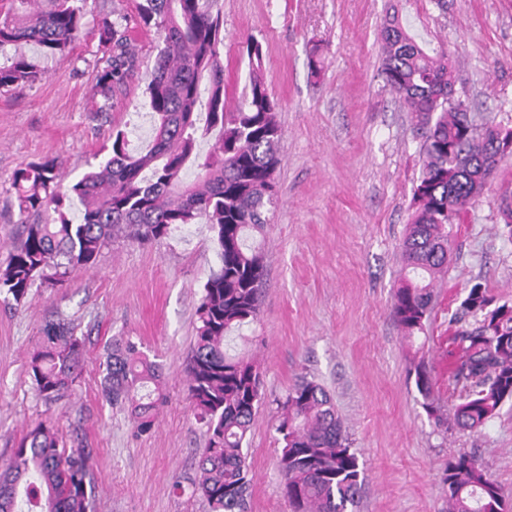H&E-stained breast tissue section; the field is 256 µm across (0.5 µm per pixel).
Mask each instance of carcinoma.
I'll list each match as a JSON object with an SVG mask.
<instances>
[{"mask_svg": "<svg viewBox=\"0 0 512 512\" xmlns=\"http://www.w3.org/2000/svg\"><path fill=\"white\" fill-rule=\"evenodd\" d=\"M86 0H0V92L33 84L40 66L8 49L34 43L42 56L69 52L83 30ZM139 24L156 29L162 47L145 87L154 123L151 146L129 149L128 133L112 134L107 157L73 183L58 163L42 160L17 169L11 187L22 234L0 268V294L21 305L37 283H64L88 269L112 239L158 243L177 224H206L218 245L219 267L204 285L196 336L187 363V389L205 448L193 493L211 512H248L247 434L261 407L262 374L251 360L231 355L226 339L258 322L266 277L257 237L277 197L283 131L278 103L263 78V48L245 45L249 83L242 101L227 108L224 17L216 0H139ZM103 66L97 87L106 100L123 93L139 67L123 20L98 24ZM382 74L422 140V172L401 245L406 270L391 314L412 338L424 330L434 302V281L448 270V225L478 203L501 164L512 159L509 141L495 144V127H478L455 95L456 67L448 50L420 45L398 11L380 30ZM192 182H185L186 173ZM82 205L73 223L67 206ZM503 233L512 238V191L498 195ZM494 297L474 285L460 303L451 336L453 426L477 430L512 398V306L489 307ZM86 363L82 339L60 317L44 327L42 347L27 362L36 396L56 403L72 390ZM422 406L442 421L433 379L414 360ZM106 402L129 413L139 435L150 432L165 401L162 365L127 340L106 343L98 364ZM278 468L289 512H353L363 471L330 394L305 377L277 403ZM441 482L448 512H498L499 484L472 456L448 462ZM92 455L69 448L50 421L20 437L0 463V512H90Z\"/></svg>", "mask_w": 512, "mask_h": 512, "instance_id": "carcinoma-1", "label": "carcinoma"}]
</instances>
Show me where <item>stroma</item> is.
Returning a JSON list of instances; mask_svg holds the SVG:
<instances>
[{"label": "stroma", "instance_id": "stroma-1", "mask_svg": "<svg viewBox=\"0 0 512 512\" xmlns=\"http://www.w3.org/2000/svg\"><path fill=\"white\" fill-rule=\"evenodd\" d=\"M137 0H89L84 31L69 53L40 60V81L0 95V267L20 227L11 190L16 169L57 160L66 179L103 158L113 130L146 146L144 89L160 44L155 29L131 26L140 70L112 103L96 96L102 67L96 22L134 17ZM397 6L419 43L448 49L458 91L486 123L512 126V0H219L224 14V86L235 105L248 83L243 47L258 40L264 77L283 129L278 196L262 246L266 279L259 320L231 343L259 364L265 402L247 436L249 512H288L277 469L276 401L299 376L330 393L350 435L364 482L355 512H448L441 475L449 460L475 456L512 493V399L478 432L438 427L408 374L424 356L434 394L448 398L451 318L474 284L512 305V238L499 229L496 198L512 188L503 163L485 199L449 239L447 274L434 285L423 338L407 339L390 309L403 275L399 245L421 175L413 121L381 75L379 30ZM219 265L208 227H175L161 243L117 239L93 268L64 285L32 288L20 306L0 301V460L35 422L49 418L70 444L92 449L94 512H209L188 482L205 439L188 397L185 365L196 308ZM66 316L86 343V366L71 394L45 405L26 364L44 326ZM139 344L163 367L167 402L154 430L135 436L122 408L101 394L98 357L112 337Z\"/></svg>", "mask_w": 512, "mask_h": 512}]
</instances>
